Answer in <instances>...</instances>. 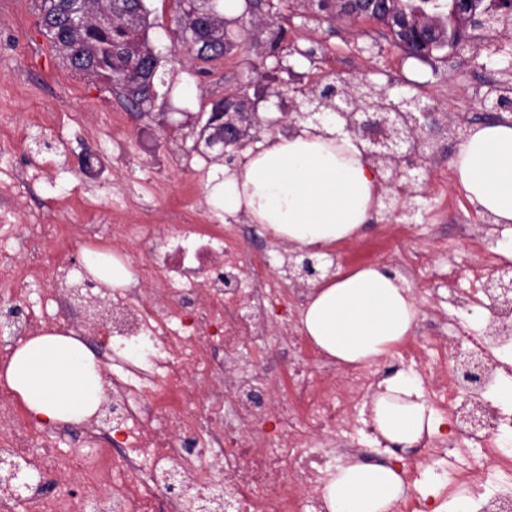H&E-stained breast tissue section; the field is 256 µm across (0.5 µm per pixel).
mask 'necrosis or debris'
Listing matches in <instances>:
<instances>
[{
  "instance_id": "obj_1",
  "label": "necrosis or debris",
  "mask_w": 512,
  "mask_h": 512,
  "mask_svg": "<svg viewBox=\"0 0 512 512\" xmlns=\"http://www.w3.org/2000/svg\"><path fill=\"white\" fill-rule=\"evenodd\" d=\"M18 180H0V299L18 302L38 287L45 309L0 316V359L48 320H66L57 281H88L74 255L120 256L135 272L128 287L112 291L118 314L102 342L121 453L106 445L99 424L74 433L61 424L44 430L21 420L12 397L0 393V460L37 461V478L0 492V512H185L179 493L159 490V477L175 473L183 487L214 492L211 512H323L319 488L337 454H352L344 436L358 427L353 408L369 397L379 375L430 358L434 405L448 415V436L420 455L449 492L470 490L478 512H512V406L493 394L512 379L498 350L512 334L490 336L467 327L457 335L413 336L394 358L342 371L321 360L297 329L305 304L284 288L267 251L254 248L234 224H196L190 213H168L167 225L123 224L110 236L101 224L16 223ZM487 249L471 266L468 287L448 269V304L455 311L500 308L487 282L506 265ZM287 337L297 355L288 388L262 369L239 376L225 356L244 342ZM464 349L483 369L465 378L451 358ZM482 406V423L468 413ZM78 437V450L62 448ZM296 467L284 488L281 457Z\"/></svg>"
}]
</instances>
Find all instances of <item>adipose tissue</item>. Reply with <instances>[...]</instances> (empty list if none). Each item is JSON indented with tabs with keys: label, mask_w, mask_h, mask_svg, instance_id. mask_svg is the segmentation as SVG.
Returning <instances> with one entry per match:
<instances>
[{
	"label": "adipose tissue",
	"mask_w": 512,
	"mask_h": 512,
	"mask_svg": "<svg viewBox=\"0 0 512 512\" xmlns=\"http://www.w3.org/2000/svg\"><path fill=\"white\" fill-rule=\"evenodd\" d=\"M452 165L467 197L496 223L512 224V124L472 128ZM374 163L364 145L328 117L267 139L209 191L225 215H245L278 240L313 251L349 238L379 199ZM420 310L410 288L378 265L324 280L301 316L304 333L343 365L371 364L409 336ZM31 416L45 425L83 423L106 398L100 363L71 331L55 328L22 342L0 369ZM387 447L412 449L440 430L414 375L382 379L369 402ZM407 492L395 466L347 460L322 489L326 512H392Z\"/></svg>",
	"instance_id": "ef3b65f1"
}]
</instances>
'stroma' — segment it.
I'll return each instance as SVG.
<instances>
[{
  "mask_svg": "<svg viewBox=\"0 0 512 512\" xmlns=\"http://www.w3.org/2000/svg\"><path fill=\"white\" fill-rule=\"evenodd\" d=\"M146 6L160 81L151 107L139 118L127 109L120 89L66 67L38 25L35 0H0V138L22 141L19 148L0 149V177L35 162L43 170L41 180L22 189L17 223H26L32 214L53 222L64 213L81 224L95 213L102 224H121L145 213L162 214L188 196L197 204L196 223H223L224 214L211 204L207 188L221 181L225 163L200 142L198 117L207 116L213 103L244 93L261 120L257 139L285 135L305 109L303 91L339 76L370 81L388 89L396 101L419 96L436 119L422 132L433 155L416 168L415 184L398 192L399 208L375 209L363 230L349 239L351 248L380 247L404 224L412 228L410 247L432 251L438 266L462 268L473 253L469 242H458L455 225H468L471 239L497 248L512 239L505 226L489 228L476 204L452 214L443 210L445 202L465 197L450 171L468 130L490 123L496 112L512 117L511 105L493 108L497 88L512 84L511 24L486 37L466 28L459 47L421 61L375 20L348 19L302 0H285L258 29L263 38L286 29L278 56L240 45L206 62L178 41L173 0H147ZM39 112H63L67 118L53 128L32 125ZM85 154L92 158L88 170L78 163ZM377 263L402 274L427 316V333L442 331L448 307L437 293L434 271L401 273L391 254Z\"/></svg>",
  "mask_w": 512,
  "mask_h": 512,
  "instance_id": "stroma-1",
  "label": "stroma"
}]
</instances>
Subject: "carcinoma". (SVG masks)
Segmentation results:
<instances>
[{"label":"carcinoma","instance_id":"obj_1","mask_svg":"<svg viewBox=\"0 0 512 512\" xmlns=\"http://www.w3.org/2000/svg\"><path fill=\"white\" fill-rule=\"evenodd\" d=\"M39 24L52 46L74 72L111 81L122 91L132 111L142 115L155 97L158 58L149 44L146 30L150 13L145 0H37ZM473 14L485 13L497 22L512 21V0H493V7L480 10L483 0H469ZM176 26L183 37L192 36L194 29L210 35H224V16L206 0H174ZM405 8L400 17L414 11L447 10L446 21L440 23L442 33L436 42L423 46L409 41L402 25L385 15L375 19L386 23L394 37L416 58L426 60L433 52L459 43L462 27L469 22L452 10L453 0H401ZM81 11L84 20L73 26L68 17ZM218 111L237 113L241 126L252 129L255 118L250 116L244 96L237 95L220 102Z\"/></svg>","mask_w":512,"mask_h":512}]
</instances>
